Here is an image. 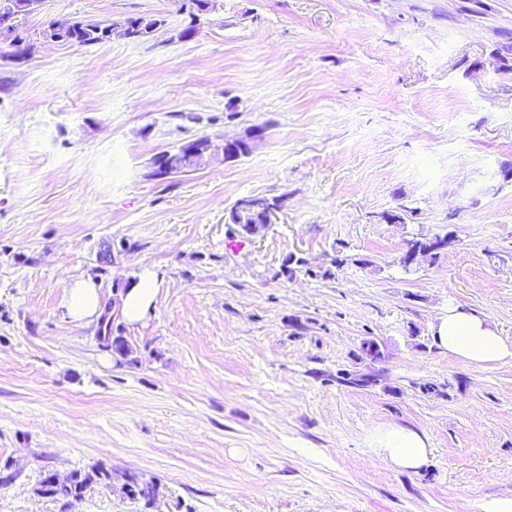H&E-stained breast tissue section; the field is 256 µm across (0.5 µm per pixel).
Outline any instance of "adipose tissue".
Returning a JSON list of instances; mask_svg holds the SVG:
<instances>
[{
  "label": "adipose tissue",
  "mask_w": 512,
  "mask_h": 512,
  "mask_svg": "<svg viewBox=\"0 0 512 512\" xmlns=\"http://www.w3.org/2000/svg\"><path fill=\"white\" fill-rule=\"evenodd\" d=\"M158 288V279L147 273L123 292L122 314L129 323H138L146 317ZM98 307V287L92 276L86 275L70 283L65 309L71 320H90ZM433 339L449 357L466 365L483 366L512 359L511 342L497 334L485 318L454 305L449 306L447 315L440 317ZM369 442L377 457L404 470H419L431 453L424 433L400 424L374 428Z\"/></svg>",
  "instance_id": "1"
}]
</instances>
